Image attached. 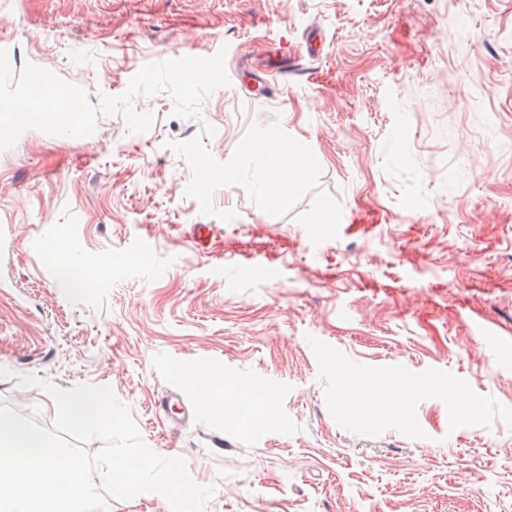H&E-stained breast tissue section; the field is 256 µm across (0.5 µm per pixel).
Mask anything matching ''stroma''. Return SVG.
I'll list each match as a JSON object with an SVG mask.
<instances>
[{
  "label": "stroma",
  "mask_w": 512,
  "mask_h": 512,
  "mask_svg": "<svg viewBox=\"0 0 512 512\" xmlns=\"http://www.w3.org/2000/svg\"><path fill=\"white\" fill-rule=\"evenodd\" d=\"M1 38L93 103L185 51L224 53L229 83L196 117L137 96L144 133L104 115L0 151V400L49 428L46 384L110 387L152 451L214 486L205 512H512L502 418L453 431L428 398L425 438L348 431L308 342L448 371L512 408V0H0ZM273 124L316 155L337 238L311 242L307 197L280 216L239 185L214 192V216L185 197L169 142L202 137L226 162ZM59 250L100 270L92 287L67 284ZM194 369L251 399L278 383L272 411L212 417Z\"/></svg>",
  "instance_id": "35a3bbf8"
}]
</instances>
